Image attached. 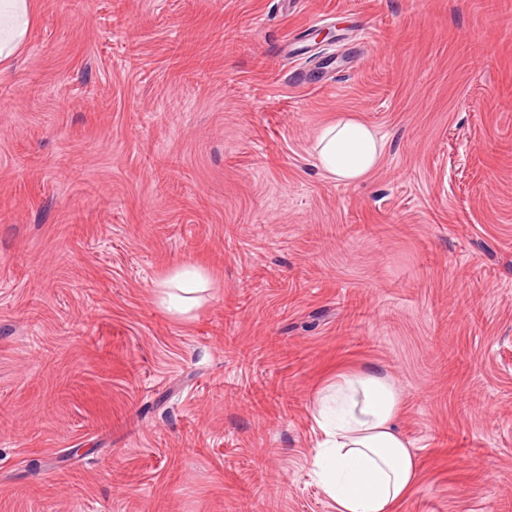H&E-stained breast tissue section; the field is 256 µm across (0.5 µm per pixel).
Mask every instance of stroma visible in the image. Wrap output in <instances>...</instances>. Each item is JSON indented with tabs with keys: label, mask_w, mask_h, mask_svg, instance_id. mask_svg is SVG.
Segmentation results:
<instances>
[{
	"label": "stroma",
	"mask_w": 512,
	"mask_h": 512,
	"mask_svg": "<svg viewBox=\"0 0 512 512\" xmlns=\"http://www.w3.org/2000/svg\"><path fill=\"white\" fill-rule=\"evenodd\" d=\"M343 114L385 143L353 185L311 156ZM339 364L403 396L400 512H512V0H40L0 73V512H336ZM208 276L204 269L183 263L157 283L160 305L173 316H184L199 303V294L206 290Z\"/></svg>",
	"instance_id": "1"
}]
</instances>
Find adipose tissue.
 Masks as SVG:
<instances>
[{
    "instance_id": "1",
    "label": "adipose tissue",
    "mask_w": 512,
    "mask_h": 512,
    "mask_svg": "<svg viewBox=\"0 0 512 512\" xmlns=\"http://www.w3.org/2000/svg\"><path fill=\"white\" fill-rule=\"evenodd\" d=\"M38 15L37 0H0V73L21 54ZM384 141L365 122L340 117L327 124L312 148L315 166L326 177L355 184L378 165ZM208 276L183 263L158 282L160 305L184 316L199 303ZM401 393L383 375L363 368L342 369L314 398L313 419L322 433L314 474L336 512H398L413 492L418 459L397 426Z\"/></svg>"
}]
</instances>
